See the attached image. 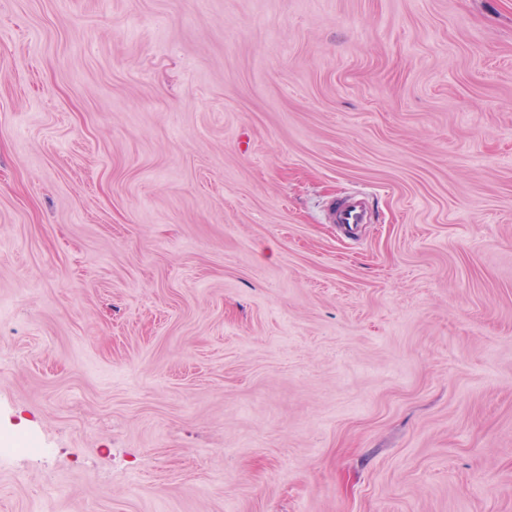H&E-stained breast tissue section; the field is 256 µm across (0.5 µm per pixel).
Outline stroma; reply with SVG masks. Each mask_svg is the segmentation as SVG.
Segmentation results:
<instances>
[{
	"label": "stroma",
	"instance_id": "1",
	"mask_svg": "<svg viewBox=\"0 0 512 512\" xmlns=\"http://www.w3.org/2000/svg\"><path fill=\"white\" fill-rule=\"evenodd\" d=\"M15 435L0 512H512V0H0ZM372 214L370 199L365 194H350L329 203L326 222L352 229L357 224H365Z\"/></svg>",
	"mask_w": 512,
	"mask_h": 512
}]
</instances>
